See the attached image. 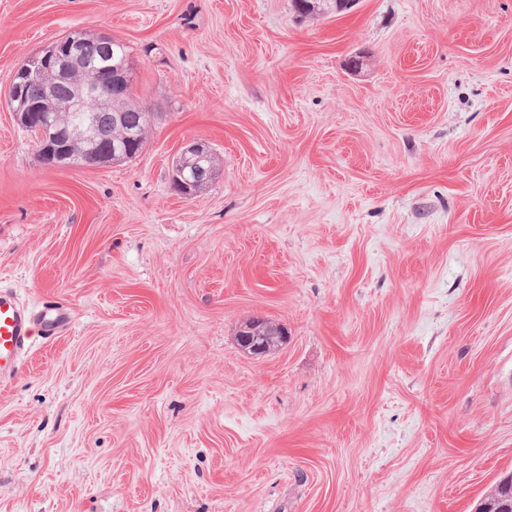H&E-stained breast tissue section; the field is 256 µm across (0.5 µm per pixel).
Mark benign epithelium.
Here are the masks:
<instances>
[{
  "instance_id": "benign-epithelium-1",
  "label": "benign epithelium",
  "mask_w": 512,
  "mask_h": 512,
  "mask_svg": "<svg viewBox=\"0 0 512 512\" xmlns=\"http://www.w3.org/2000/svg\"><path fill=\"white\" fill-rule=\"evenodd\" d=\"M355 4L356 0H319L316 8L323 13H339ZM84 49L85 39L80 36L61 37L31 56L14 73L8 97L9 109L23 128L33 132L38 156L47 167H104L133 158L142 144L141 130L126 127L125 107L118 101L134 78L130 58L112 64L114 99L105 100L99 96L95 85L83 78L81 67L64 64V58L76 60L82 56ZM35 75H41L48 81L64 78L72 83L75 88L70 102L72 113L63 116L47 102L32 106L18 96V80ZM107 106L112 108L114 131L121 133V136L112 137L111 146L104 148L96 112ZM215 156L214 149L206 141H184L172 172L175 191L186 199L195 196L215 176L212 165ZM240 343L256 354L267 352L269 339L265 332V320L257 319L241 331Z\"/></svg>"
}]
</instances>
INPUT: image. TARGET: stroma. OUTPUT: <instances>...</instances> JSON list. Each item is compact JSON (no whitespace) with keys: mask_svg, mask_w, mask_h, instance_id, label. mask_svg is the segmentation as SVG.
Masks as SVG:
<instances>
[{"mask_svg":"<svg viewBox=\"0 0 512 512\" xmlns=\"http://www.w3.org/2000/svg\"><path fill=\"white\" fill-rule=\"evenodd\" d=\"M80 31L151 121L50 169L6 99ZM0 290L65 315L0 384V512H475L512 472V0H0ZM215 156L214 149L206 141H184L172 172V185L175 191L186 199L195 196L215 176L212 165ZM265 322L263 319H257L251 323L250 327H246L241 331L240 343L242 347L256 354L265 353L270 349L269 339L265 336Z\"/></svg>","mask_w":512,"mask_h":512,"instance_id":"obj_1","label":"stroma"}]
</instances>
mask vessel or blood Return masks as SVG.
<instances>
[{
	"label": "vessel or blood",
	"instance_id": "b4317fda",
	"mask_svg": "<svg viewBox=\"0 0 512 512\" xmlns=\"http://www.w3.org/2000/svg\"><path fill=\"white\" fill-rule=\"evenodd\" d=\"M32 313L10 291H0V380L12 377L30 346Z\"/></svg>",
	"mask_w": 512,
	"mask_h": 512
}]
</instances>
